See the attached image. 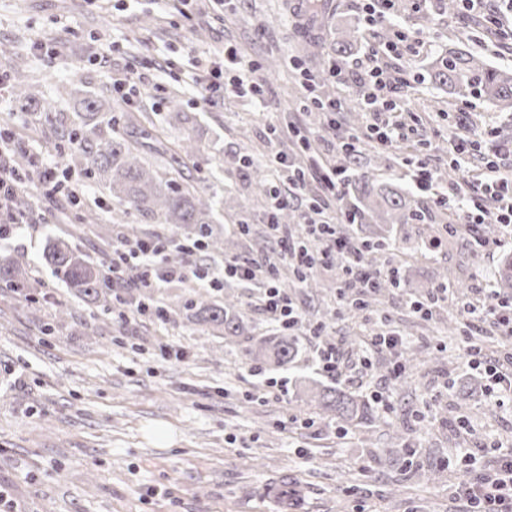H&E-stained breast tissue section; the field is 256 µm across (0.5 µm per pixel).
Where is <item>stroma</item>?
Segmentation results:
<instances>
[{
    "mask_svg": "<svg viewBox=\"0 0 512 512\" xmlns=\"http://www.w3.org/2000/svg\"><path fill=\"white\" fill-rule=\"evenodd\" d=\"M363 0H327L326 18L311 22L295 0H238L230 10L212 8L209 0H0V75L22 69L36 94L25 104L0 97V128L12 131L46 163H60L51 136L35 134L44 103L63 112L77 110L79 90L111 88L113 78L146 74L147 81L132 104L154 122L166 113L164 97L175 95L194 116L193 135L204 161L191 169L207 178L224 201L215 235H238L239 256L263 260L273 255V241L255 244L263 231V202L252 199L253 188L241 174L246 157L263 159L274 152L303 163L304 156L284 125L301 133L319 132L318 150L334 156L335 128L302 107L301 84L318 83L317 95L342 98L348 111H361L364 85L358 75L371 49L395 29L418 33L422 45L403 60L390 61L389 77L407 79L402 105L415 119L409 151L364 138L360 170L377 182L408 189L413 207L425 215L419 224L397 227V239L420 240L436 234L448 213L415 191L405 155L425 157L447 178L448 140L459 121L476 128L491 123L497 141L483 143L471 156L469 169L478 173L482 154L512 141V110L487 105L472 97L448 93L429 73L432 58L465 45L490 64L512 70V40H496L479 17L497 18L512 26L498 0H488L482 16L448 15L442 0H394L383 24L368 26ZM358 29L359 38L345 55H337L338 33ZM255 69L265 90L264 103L233 95L210 103L185 87L179 75L189 59L205 62L221 57L225 45ZM339 59L350 75L348 85L328 75L331 59ZM223 152V170H210L206 159ZM85 210L96 214L101 233L76 238V246L95 261H111L112 240L171 236L172 226L156 216L139 214L130 223L115 224L117 209L102 187L73 175ZM44 221L22 226L0 241V260L14 258L53 289L56 304L12 298L0 288V484L23 500L29 512H277L278 502L266 488L281 476L298 483L303 512H465L466 503L452 488L466 476L467 453L480 447H512V413L480 398L469 416L468 429H457L447 389L451 378L483 382L461 353L460 337L435 331L440 304L428 319L409 308L425 298L441 275L469 287L490 283L512 245L476 256L459 236L443 239L435 252L419 260L404 253L380 255L381 265L405 268L402 288L385 292L359 319L344 317L339 297L340 273L318 269L321 292L302 285L290 292L302 312L300 353L287 369H272L247 359L243 339L197 331L175 316L162 323L131 318L121 326L110 318L125 313L113 304L104 313L94 304L70 298L43 260L48 238L69 226L65 203L38 201ZM407 333L409 346L423 350L424 364L408 369L405 384L393 380L392 368L372 371L364 385L350 392L371 399L374 383L387 384L391 411L380 412L371 430L325 424L299 397L298 381L316 376L310 329L322 326L329 342L346 354L359 352L353 337L375 329L379 314ZM184 348L185 358L159 360L158 342ZM284 383L285 394L272 392L269 380ZM405 444L390 452L393 430Z\"/></svg>",
    "mask_w": 512,
    "mask_h": 512,
    "instance_id": "35a3bbf8",
    "label": "stroma"
}]
</instances>
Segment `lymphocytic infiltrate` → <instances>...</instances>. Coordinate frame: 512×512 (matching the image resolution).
I'll return each instance as SVG.
<instances>
[{"label":"lymphocytic infiltrate","mask_w":512,"mask_h":512,"mask_svg":"<svg viewBox=\"0 0 512 512\" xmlns=\"http://www.w3.org/2000/svg\"><path fill=\"white\" fill-rule=\"evenodd\" d=\"M187 84L200 92L206 100H214L225 88L236 93H249L260 98V83H246L245 68L234 49L224 51L222 60L211 62L201 69L188 71ZM363 107L371 121L366 130L370 136L385 145H400L408 141L410 129L399 121L384 120V113L397 110V100L389 98L388 84L381 67L369 72L368 89L363 96ZM22 146L12 133L0 130V239L31 223V216L18 211L16 202L22 195L53 198L67 196L70 205L80 207L81 200L70 179L62 169L45 166L40 159H33L31 174L15 171L12 160ZM512 157V148L505 155H494L484 161L478 178L468 183V196H461L457 186H442L437 171L426 160L413 162L408 176L416 189L429 195L432 202L447 210L450 220L445 232L465 231L474 254L482 255L500 247V240H490L480 233L484 224H497L504 230L503 239L512 240V174H506L503 157ZM266 166L273 172L288 175L287 188L272 186L266 214V224L276 239L280 251L277 258L256 261L231 258L224 263L201 264L197 255L203 250L199 241L177 242L172 237L150 239L116 238L112 242V264L108 277L116 288H137L144 293H155L172 280L192 279L203 288L221 284L224 278H232L254 291V305L272 322L293 329L299 326V310L278 274L279 261L300 273H308L319 267L335 265L343 261L341 288L343 300H350L354 289H372L381 279L378 270L366 268L361 259L359 239L342 234L340 225L356 221L354 209L339 208L336 214H328L321 205L310 203L302 215L304 236L294 240L287 225L277 220L278 211L288 203L289 196L308 193L317 189L321 196L338 197L347 184V170L342 166L327 165L325 160L312 158L309 168L292 167L283 153L270 155ZM179 247L187 261L181 266H168L164 255L172 247ZM466 324L470 331L480 332L483 326H494L502 335H512V297H502L483 285H476L473 297L464 302ZM405 349L402 336L390 326L370 333L367 352L357 360L344 358L339 348L321 342L316 349L318 371L332 380H347L352 374L366 375L371 366V355L389 352L401 356ZM466 361L469 367L480 369L488 377V393L495 404L512 408V393L501 390L507 373L512 372V358L494 359L484 349L468 346ZM457 493L466 499L469 512H512V449L499 452L491 469L477 473L459 483Z\"/></svg>","instance_id":"obj_1"}]
</instances>
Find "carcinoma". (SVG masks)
I'll list each match as a JSON object with an SVG mask.
<instances>
[{
	"mask_svg": "<svg viewBox=\"0 0 512 512\" xmlns=\"http://www.w3.org/2000/svg\"><path fill=\"white\" fill-rule=\"evenodd\" d=\"M430 70L434 81L451 93L475 95L497 106L512 107V71L489 65L462 47L450 48L436 56ZM11 88L16 99L33 100L31 88L22 76L13 77ZM80 105L81 110L73 114L55 112L49 106L43 108L41 131L50 133L59 142L67 167L79 170L85 178L107 190L119 208L120 220L127 223L137 214H152L160 223L184 230L187 238L200 239L217 253L235 255L234 239L221 240L213 235L211 224L217 201L199 182L185 175L202 149L191 130L185 127L189 117L181 112L178 97L173 96L166 102L167 123L184 126L182 137L174 144L155 128L152 119L143 122L138 116L117 114L112 99L100 92L85 93ZM243 177L253 186L256 195L267 193L262 167L248 168ZM355 184L362 199V207L356 209L358 218L401 225L421 218L411 206L406 190L378 187L365 172L356 174ZM395 248L396 241L384 229L380 235L364 240L361 258L367 266L373 267L377 254ZM44 257L74 297L112 306V290L107 288L103 267L73 248L70 238L49 239ZM401 282L400 268L394 267L368 296H381L390 288L401 287ZM0 283L15 296L29 301L51 298L50 292L43 289L42 281L16 260L0 263ZM495 286L502 296L512 290V254L503 258L495 275ZM155 303L165 313L183 315L202 332L239 337L249 335L251 330L241 305L223 302L207 291H196L174 307L158 299ZM297 351L295 337L284 332L259 336L245 348L246 356L262 359L275 368L290 365ZM448 389L455 397V418H465L478 403L474 399L476 390L470 383L460 385L451 378ZM308 404L316 405L324 417L336 421L339 427L368 426L376 420L371 405L341 388L317 386Z\"/></svg>",
	"mask_w": 512,
	"mask_h": 512,
	"instance_id": "1",
	"label": "carcinoma"
}]
</instances>
